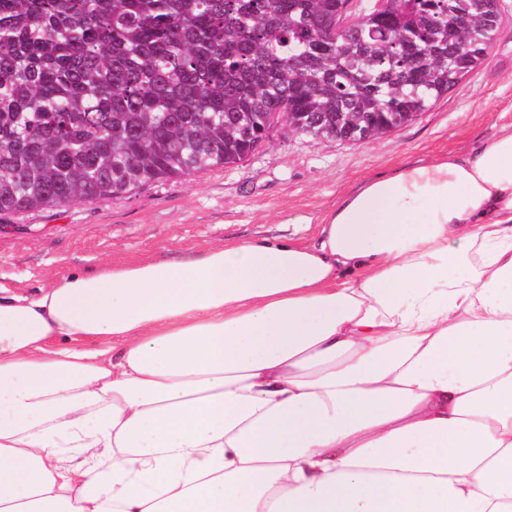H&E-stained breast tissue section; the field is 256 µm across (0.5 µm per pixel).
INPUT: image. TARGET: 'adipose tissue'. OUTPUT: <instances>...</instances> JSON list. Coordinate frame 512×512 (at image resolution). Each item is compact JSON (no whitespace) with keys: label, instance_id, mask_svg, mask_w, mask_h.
I'll use <instances>...</instances> for the list:
<instances>
[{"label":"adipose tissue","instance_id":"adipose-tissue-1","mask_svg":"<svg viewBox=\"0 0 512 512\" xmlns=\"http://www.w3.org/2000/svg\"><path fill=\"white\" fill-rule=\"evenodd\" d=\"M0 512H512V126L313 242L0 297Z\"/></svg>","mask_w":512,"mask_h":512}]
</instances>
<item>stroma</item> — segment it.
<instances>
[{
    "mask_svg": "<svg viewBox=\"0 0 512 512\" xmlns=\"http://www.w3.org/2000/svg\"><path fill=\"white\" fill-rule=\"evenodd\" d=\"M483 64L416 121L353 144L277 127L248 160L189 181L0 219V293L29 296L103 265L180 260L212 245L316 238L364 181L470 150L512 123V0Z\"/></svg>",
    "mask_w": 512,
    "mask_h": 512,
    "instance_id": "35a3bbf8",
    "label": "stroma"
}]
</instances>
